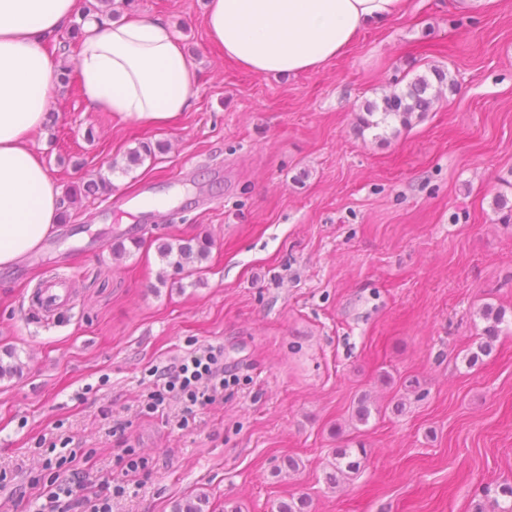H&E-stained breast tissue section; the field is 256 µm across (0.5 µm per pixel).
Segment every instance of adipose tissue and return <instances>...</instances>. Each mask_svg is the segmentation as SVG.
Returning <instances> with one entry per match:
<instances>
[{"mask_svg": "<svg viewBox=\"0 0 512 512\" xmlns=\"http://www.w3.org/2000/svg\"><path fill=\"white\" fill-rule=\"evenodd\" d=\"M77 0H0V269L40 247L60 221L56 180L32 148L51 110L57 63L45 40ZM407 0H208L210 40L254 74H301L347 54L360 32ZM77 68L90 109L156 126L188 111L195 63L159 20L87 23Z\"/></svg>", "mask_w": 512, "mask_h": 512, "instance_id": "1", "label": "adipose tissue"}]
</instances>
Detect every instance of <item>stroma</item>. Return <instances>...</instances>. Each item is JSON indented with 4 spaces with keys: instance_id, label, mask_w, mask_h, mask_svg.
Listing matches in <instances>:
<instances>
[{
    "instance_id": "obj_1",
    "label": "stroma",
    "mask_w": 512,
    "mask_h": 512,
    "mask_svg": "<svg viewBox=\"0 0 512 512\" xmlns=\"http://www.w3.org/2000/svg\"><path fill=\"white\" fill-rule=\"evenodd\" d=\"M207 0H113L166 22L196 65L189 112L166 127L89 110L56 87L33 146L67 190L102 173L110 195L69 206L42 248L0 271V512H37L52 455L122 484L112 512H476L512 484V0L476 15L410 0L320 70L255 75L225 61ZM457 83L409 128L359 130L366 102L431 68ZM155 154L128 167L139 142ZM129 239L123 259L117 238ZM209 240L187 276L162 239ZM492 353L468 367L485 307ZM209 345L237 383L180 426L143 404L155 371ZM370 408L356 419L359 401ZM339 448H362L332 487ZM134 450L138 476L120 461ZM297 459L299 469L274 476Z\"/></svg>"
}]
</instances>
